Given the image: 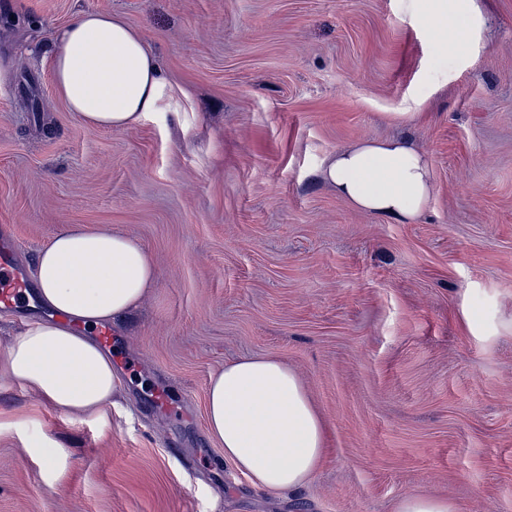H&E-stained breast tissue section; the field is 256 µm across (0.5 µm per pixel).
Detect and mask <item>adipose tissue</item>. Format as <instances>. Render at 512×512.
I'll return each instance as SVG.
<instances>
[{
  "mask_svg": "<svg viewBox=\"0 0 512 512\" xmlns=\"http://www.w3.org/2000/svg\"><path fill=\"white\" fill-rule=\"evenodd\" d=\"M417 2L422 19L447 32L449 50L469 44L472 0ZM54 40L55 86L86 125L124 129L157 109L162 72L146 41L119 17L81 12ZM321 177L355 208L397 222L420 216L433 190L427 157L403 138L339 149ZM32 276L41 304L69 322H27L0 355V375L60 410H102L122 380L87 332L139 305L155 278L148 251L118 233L69 226L38 250ZM206 425L225 461L268 490H302L324 456L321 420L296 374L276 358L243 357L212 376Z\"/></svg>",
  "mask_w": 512,
  "mask_h": 512,
  "instance_id": "1",
  "label": "adipose tissue"
}]
</instances>
